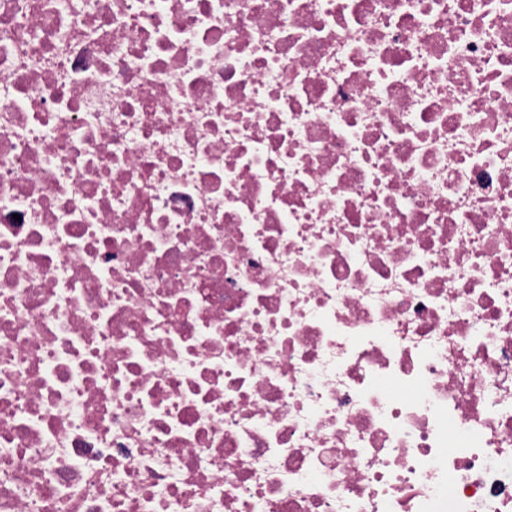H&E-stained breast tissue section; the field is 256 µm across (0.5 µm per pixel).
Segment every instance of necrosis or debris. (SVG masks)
Here are the masks:
<instances>
[{
	"label": "necrosis or debris",
	"mask_w": 512,
	"mask_h": 512,
	"mask_svg": "<svg viewBox=\"0 0 512 512\" xmlns=\"http://www.w3.org/2000/svg\"><path fill=\"white\" fill-rule=\"evenodd\" d=\"M0 512H512V0H0Z\"/></svg>",
	"instance_id": "obj_1"
}]
</instances>
